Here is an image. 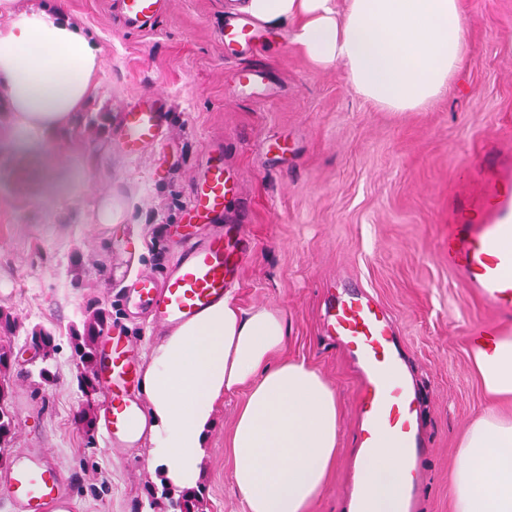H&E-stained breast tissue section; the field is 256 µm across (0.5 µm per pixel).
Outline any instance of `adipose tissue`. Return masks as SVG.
<instances>
[{
    "instance_id": "obj_1",
    "label": "adipose tissue",
    "mask_w": 512,
    "mask_h": 512,
    "mask_svg": "<svg viewBox=\"0 0 512 512\" xmlns=\"http://www.w3.org/2000/svg\"><path fill=\"white\" fill-rule=\"evenodd\" d=\"M263 23H296L315 63L342 66L352 88L392 111L439 96L462 63L467 21L459 0H247ZM0 101L31 146L76 122L97 86L101 50L61 0H0ZM288 327L267 308L243 311L224 299L171 330L149 352L142 378L149 453L168 482L192 488L215 402L242 391L234 423V482L246 512H310L339 453L335 389L302 361L284 358ZM485 390L512 397V333L475 345ZM396 456L381 449L359 474L375 512H393ZM454 512H512V416L476 420L462 436Z\"/></svg>"
}]
</instances>
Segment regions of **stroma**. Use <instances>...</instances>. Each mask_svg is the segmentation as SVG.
Here are the masks:
<instances>
[{"instance_id": "1", "label": "stroma", "mask_w": 512, "mask_h": 512, "mask_svg": "<svg viewBox=\"0 0 512 512\" xmlns=\"http://www.w3.org/2000/svg\"><path fill=\"white\" fill-rule=\"evenodd\" d=\"M231 0H171L152 31L116 19L117 0H64L71 19L101 49L99 85L70 134L22 148L0 108V308L18 321L6 404L15 434L4 452L59 456L77 512H171L150 506L162 473L148 440L133 448L87 443L75 428L86 406L69 341L88 304L110 314L109 330L131 337L147 359L165 334L124 301L132 272L162 279L175 252L169 235L187 223L193 178L212 148L235 181L224 221L242 226L243 259L230 290L245 311H280L285 354L315 367L335 388L340 451L311 512H345L357 452L358 376L323 315L338 288L359 285L396 319L422 388L423 457L416 512H454L452 473L465 428L494 408L475 372L470 332L485 322L512 331L448 268V213L482 175L486 152L512 164V0H460L468 22L464 60L446 94L408 112L373 105L342 68L312 62L294 25L264 27L259 44L228 55L221 28ZM262 70L253 89L241 70ZM157 92L169 106L158 146L129 156L125 112ZM111 197L116 221L97 220ZM55 332L53 379L26 352L27 332ZM242 394L220 400L197 485L203 512H245L233 481L230 439Z\"/></svg>"}]
</instances>
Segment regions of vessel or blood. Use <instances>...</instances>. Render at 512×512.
Returning <instances> with one entry per match:
<instances>
[{"mask_svg": "<svg viewBox=\"0 0 512 512\" xmlns=\"http://www.w3.org/2000/svg\"><path fill=\"white\" fill-rule=\"evenodd\" d=\"M123 29L151 31L170 0H119ZM225 53L252 46L260 26L250 17L225 23ZM166 100L153 94L125 112L122 144L129 155L155 145L167 122ZM234 186L223 163L209 165L195 181L189 215L214 220ZM172 244L179 258L163 282L142 275L125 295L145 307L152 323L176 327L224 299L238 273V251L227 230L198 239L192 229L177 233ZM448 266L497 311L512 314V177L487 183L478 199L460 206L448 226ZM323 327L357 368V440L364 461L382 448L395 449L399 478L397 512H413L421 482L419 460L426 444L419 430L420 394L410 374L391 313L365 290H344L328 303ZM142 365L128 337L106 333L99 342V378L105 395L103 439L108 447L131 448L142 432L141 402L134 396ZM64 466L43 448H28L0 477V502L9 512H76V498L63 476Z\"/></svg>", "mask_w": 512, "mask_h": 512, "instance_id": "obj_1", "label": "vessel or blood"}]
</instances>
